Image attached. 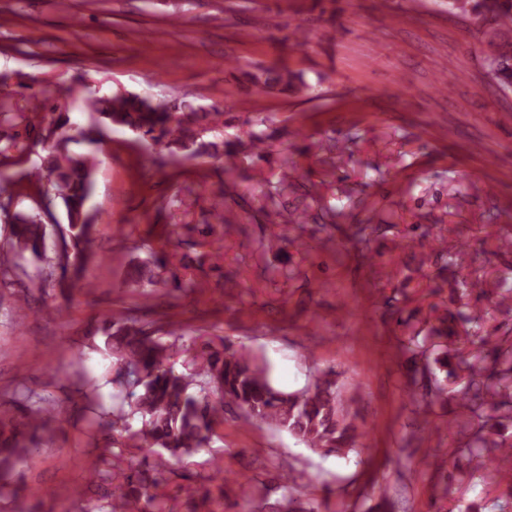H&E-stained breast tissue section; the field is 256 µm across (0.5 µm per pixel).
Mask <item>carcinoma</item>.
<instances>
[{"label": "carcinoma", "mask_w": 512, "mask_h": 512, "mask_svg": "<svg viewBox=\"0 0 512 512\" xmlns=\"http://www.w3.org/2000/svg\"><path fill=\"white\" fill-rule=\"evenodd\" d=\"M491 10L490 22L496 36L503 39L501 50L486 58V69L498 83L512 85V0H448V11L464 16H479ZM256 90L298 95L308 88L301 74L287 68L261 66L246 74ZM87 108L96 115L94 123L80 128L78 137L95 144L103 129L123 128L137 140L152 146L159 157L202 156L222 158L227 154L224 140L206 141L204 135L223 123L224 112L195 106L185 100L156 102L134 93H117L110 97L89 98ZM67 114L51 117L48 136L55 140L53 149L42 159L29 183L37 190L59 194L67 214L68 234L64 247L46 254V225L19 213L11 226L9 245L0 248V274L18 268L16 258L29 253L48 267L59 271L58 286L65 296L81 278L86 246L91 242L95 225L88 223L86 201L92 189L96 158L69 149L74 141ZM239 143L259 155L265 148L264 132L246 123ZM165 259L133 266L131 281L141 286L169 284L181 291L188 283L172 272L162 276ZM477 283L464 279L454 289L460 307L449 314L456 326L435 331V336H411L408 350L413 358L424 360V369L445 372V378L460 379L459 390L470 419L477 421L464 447L458 452L473 464V471L498 476L507 459L512 442L500 437L499 429L512 425V338L481 333L488 312L474 310L469 298ZM98 332L103 337L100 351L113 359L112 386L116 396H125L127 406L111 410L95 404L90 407V426L112 429L123 427L128 417H140L141 427L131 434L143 458L122 471V489L100 504L86 507V512H167L166 503L152 492L159 465L148 459L169 455L179 459L209 443L211 425L225 398L242 411L246 424L266 423L287 430L307 447L333 448L336 452L356 448L362 433L355 417L344 411L336 379L326 372H316L302 390L284 392L275 388L264 366L256 362L246 348L230 351L207 340L179 349L162 341L122 316L101 319ZM183 354L182 370L174 369L175 358ZM492 358L495 371L484 375L483 363ZM17 401L26 404L23 425L43 436H51L61 425L60 405L34 401L20 394ZM34 449L18 440V423L14 416L0 410V498H17L13 483L17 466Z\"/></svg>", "instance_id": "obj_1"}]
</instances>
